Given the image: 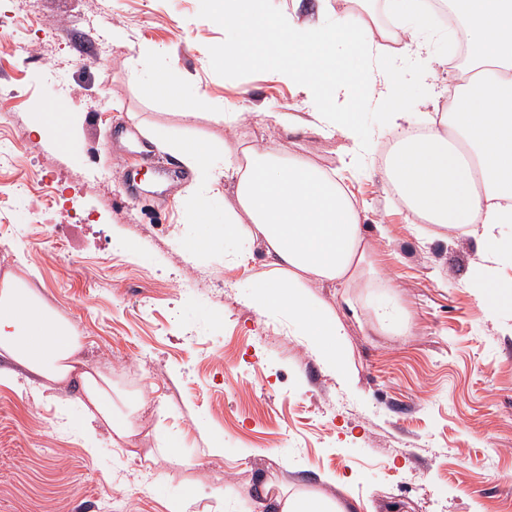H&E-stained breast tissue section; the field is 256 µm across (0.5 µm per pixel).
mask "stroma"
I'll return each mask as SVG.
<instances>
[{
    "instance_id": "stroma-1",
    "label": "stroma",
    "mask_w": 512,
    "mask_h": 512,
    "mask_svg": "<svg viewBox=\"0 0 512 512\" xmlns=\"http://www.w3.org/2000/svg\"><path fill=\"white\" fill-rule=\"evenodd\" d=\"M0 13L12 18L0 32V138L17 155L0 165V275L28 281L75 327L115 408L144 400L118 447L105 427L86 433L76 384L1 382L0 512H170L189 494L188 512H260L245 490L261 478L359 512H512V308L488 316L471 287L474 269L510 279L512 262L408 222L385 183L393 137L378 130V96L358 107L377 149L347 183L389 285L310 291L345 322L348 385L285 317L256 309L259 255L233 266L230 244L175 247L208 228L188 212L191 172L148 138L162 126L180 142L271 146L335 168L338 138L248 118L305 111L296 89L262 68L213 66L227 38L203 0H40L35 12L0 0ZM421 44L392 66L423 126L437 90L416 73L452 44L440 27ZM174 72L194 117L147 90ZM228 112L247 118L229 129ZM38 116L50 134L32 132ZM148 149L151 171L136 162ZM387 299L401 335L376 320Z\"/></svg>"
}]
</instances>
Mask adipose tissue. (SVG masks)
<instances>
[{
    "instance_id": "adipose-tissue-1",
    "label": "adipose tissue",
    "mask_w": 512,
    "mask_h": 512,
    "mask_svg": "<svg viewBox=\"0 0 512 512\" xmlns=\"http://www.w3.org/2000/svg\"><path fill=\"white\" fill-rule=\"evenodd\" d=\"M213 19L232 36L225 54L237 70L261 66L298 88L309 116L257 112L256 122L337 135L344 141L336 170L301 158H284L268 147H225L216 153L199 142L174 143L163 129L150 135L167 147L210 196L228 190L235 203L215 223L225 241L247 251L262 248L268 276L250 281L255 307L288 318L295 335L316 354L325 370L348 380L346 332L331 308L311 300L313 286L347 288L367 272L371 243L361 210L344 175L362 166L375 149L358 120L361 99L384 85L382 132L396 135L386 177L402 200L410 223H427L454 235L474 237L489 253L512 254V0H452L461 25L455 41L469 51L467 67L452 70L447 60L427 57L431 80L448 77L453 87L426 133H414V113L390 77L395 54L418 51V31L430 27L423 0H386L397 21L385 35L371 12L360 6L334 12L331 21L269 15L267 0H206ZM81 338L73 326L35 291L12 275L0 278V356L54 384L79 381L88 420L101 421L114 441L136 434L140 402L112 407V379L81 367ZM264 512H354L353 506L311 495L273 492L262 484Z\"/></svg>"
}]
</instances>
